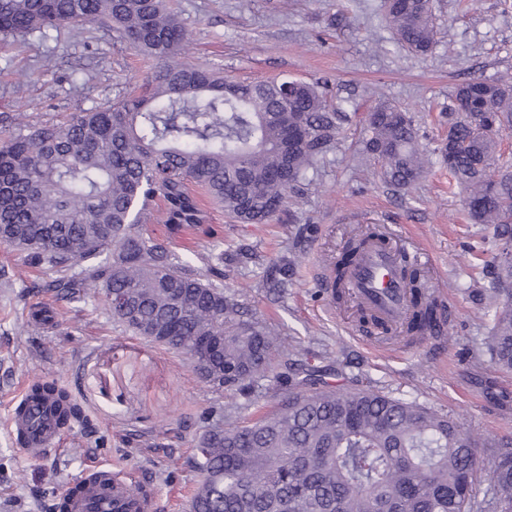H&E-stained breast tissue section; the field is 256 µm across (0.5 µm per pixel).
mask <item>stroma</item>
Returning a JSON list of instances; mask_svg holds the SVG:
<instances>
[{
  "instance_id": "stroma-1",
  "label": "stroma",
  "mask_w": 512,
  "mask_h": 512,
  "mask_svg": "<svg viewBox=\"0 0 512 512\" xmlns=\"http://www.w3.org/2000/svg\"><path fill=\"white\" fill-rule=\"evenodd\" d=\"M190 32L187 63L238 81H328L331 102L350 116L338 143L307 175L308 187L269 224H241L208 206L219 240L173 238L176 261L208 274L204 255H223L225 289L243 293L275 329L274 368L301 360L330 386H369L453 418L482 439L512 436V371L490 355L498 246L493 228L470 220L437 149L448 138L445 112L466 79L512 74V0H432L437 44L417 55L398 44L385 0H169ZM154 63L118 32L63 24L23 39L0 37V133L17 113L33 123L119 101L152 76ZM410 113L431 163L408 191L384 183L355 156L361 119L378 100ZM379 225L405 253L425 250L427 281L456 307L441 345L380 350L356 330L350 302L327 304L317 285L358 228ZM293 262L287 291L268 286L281 256ZM57 270L29 265L0 245V512H55L86 468L107 462L130 480L149 481L156 512H189L199 477L197 439L217 423L239 424L274 409L281 387L216 392L182 355L131 336L99 299H58ZM56 317L35 324L34 307ZM53 380L80 403L85 423L33 457L17 450L6 420L32 378Z\"/></svg>"
}]
</instances>
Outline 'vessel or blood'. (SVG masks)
<instances>
[{"instance_id":"b4317fda","label":"vessel or blood","mask_w":512,"mask_h":512,"mask_svg":"<svg viewBox=\"0 0 512 512\" xmlns=\"http://www.w3.org/2000/svg\"><path fill=\"white\" fill-rule=\"evenodd\" d=\"M400 252L384 243L367 244L345 271L344 286L353 306L393 329L404 326L411 313L410 291L402 273ZM66 404L52 394L24 390L7 419L9 432L22 451L49 450L62 428ZM61 512H155L151 488L133 491L130 483L99 464L84 470L61 499Z\"/></svg>"}]
</instances>
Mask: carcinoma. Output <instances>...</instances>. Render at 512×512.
<instances>
[{
    "mask_svg": "<svg viewBox=\"0 0 512 512\" xmlns=\"http://www.w3.org/2000/svg\"><path fill=\"white\" fill-rule=\"evenodd\" d=\"M399 43L416 54L436 44L431 0L388 11ZM116 29L157 62L140 91L69 113L58 123L21 125L0 142V244L33 264L81 272L53 281L62 297L112 294L113 319L132 335L190 356L196 341L224 337L221 373L201 375L215 391L243 389L272 371L274 333L167 243L139 227L162 203L168 236L198 230L203 189L242 224H266L302 191L307 172L336 141L347 114L318 81L238 82L181 62L190 37L165 0H0V34L26 36L59 24ZM512 133V79L470 78L448 103V142L439 148L477 224L493 226L498 303L492 354L512 370V164L499 145ZM362 152L385 182L406 190L429 165L411 117L382 102L364 118ZM368 227L336 261L343 274L369 242ZM111 257L101 258L103 252ZM409 332L434 320L418 269ZM288 390L253 423L203 433L194 453L191 512H483L476 486L488 476L499 512H512V443L486 442L450 417L370 388L339 390L276 376ZM491 449L485 466L479 449Z\"/></svg>",
    "mask_w": 512,
    "mask_h": 512,
    "instance_id": "1",
    "label": "carcinoma"
}]
</instances>
